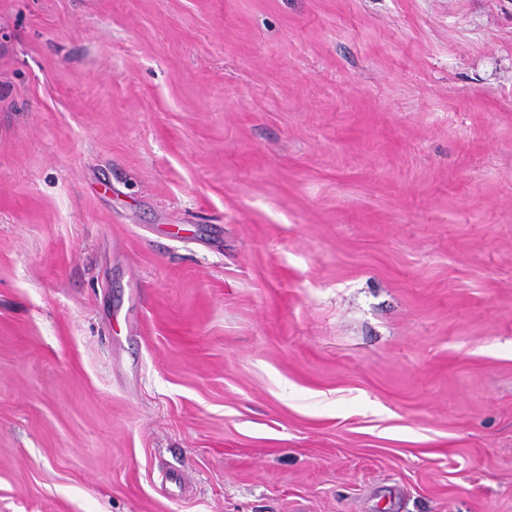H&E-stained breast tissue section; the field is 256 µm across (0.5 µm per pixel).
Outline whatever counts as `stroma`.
<instances>
[{
	"label": "stroma",
	"instance_id": "35a3bbf8",
	"mask_svg": "<svg viewBox=\"0 0 512 512\" xmlns=\"http://www.w3.org/2000/svg\"><path fill=\"white\" fill-rule=\"evenodd\" d=\"M0 512H512V0H0Z\"/></svg>",
	"mask_w": 512,
	"mask_h": 512
}]
</instances>
